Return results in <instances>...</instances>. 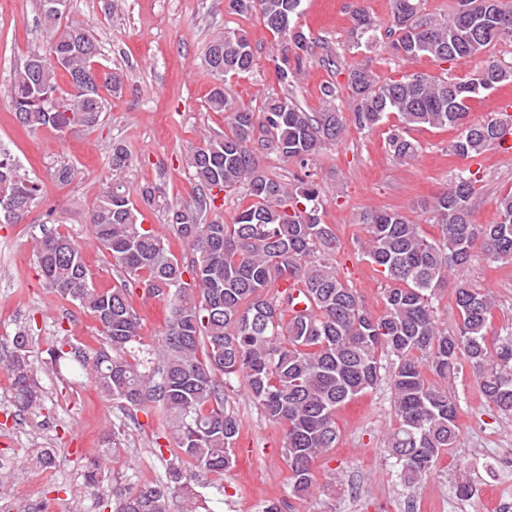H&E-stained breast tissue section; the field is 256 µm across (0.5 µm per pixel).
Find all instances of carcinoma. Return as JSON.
Listing matches in <instances>:
<instances>
[{
  "label": "carcinoma",
  "mask_w": 512,
  "mask_h": 512,
  "mask_svg": "<svg viewBox=\"0 0 512 512\" xmlns=\"http://www.w3.org/2000/svg\"><path fill=\"white\" fill-rule=\"evenodd\" d=\"M39 2L51 38L14 73L9 86L14 117L29 129L51 128L62 135L90 131L106 111L104 93L120 91L123 74L103 72L102 83H96L101 50L95 34L66 21L68 7L56 10L48 0ZM228 2L238 13L259 12L274 35L297 49L295 65L285 56L279 66L282 83L294 82L309 49L306 36L294 27L302 0ZM422 2L391 0L384 28L356 9L353 46H371L382 31L388 47L404 60L428 56L448 62L512 40V0H457L451 15L439 17L422 12ZM253 62L252 46L239 29L224 28L206 51L205 64L218 81L209 107L225 114L229 131L192 154L200 192L165 208L188 257L178 258L139 221L140 211L121 179L128 155L120 146L112 147V183L94 202L89 229L120 268L123 284L95 288L80 247L70 235L47 226L53 218L45 212L36 249L43 284L95 318L106 344L95 358L82 357V370L89 371L104 398L125 409L161 406L179 452L168 465L166 484L143 486L121 498L117 512H167L172 490L182 491L186 512H196L195 473L181 463L217 475L233 467L241 420L225 405L223 390L233 378L244 380L268 420L284 426L283 457L296 496L310 492L314 461L336 447V410L383 380L385 352L396 357L388 376L396 427L386 451L406 484L416 485L443 453L458 447V407L439 379L469 366L483 397L512 416V336H487L493 296L456 283L459 321L452 331L439 328L432 303L435 291L475 252L493 262L512 261V193L498 199L496 223L475 224L472 172L458 171L431 202L437 239L399 212H363L362 251L388 282L384 312L374 316L329 262L338 238L333 225L319 217L320 191L311 174L285 183L264 172L257 156L271 148L305 169L326 144L342 142L348 124L371 131L392 116L396 124L387 146L395 158L413 157L418 144L409 133L428 126L456 129L448 150L474 161L497 146L501 122H470V102L511 82L512 65L489 56L460 81L427 74L380 80L367 69L353 68L347 87L355 106L349 116L332 105L339 90L328 83L323 96L331 106L324 111H306L287 92L267 97L257 119L224 92V77L249 71ZM61 73L69 79L68 91L58 84ZM219 186L226 195L242 189L249 198L231 224L208 219L215 207L212 190ZM2 195L29 200L33 209L43 200L40 183L21 173L7 153H0ZM131 284L169 305L157 363L148 353L129 355L142 329L130 303ZM6 369L18 413L36 414L42 390L27 336L15 337Z\"/></svg>",
  "instance_id": "carcinoma-1"
}]
</instances>
